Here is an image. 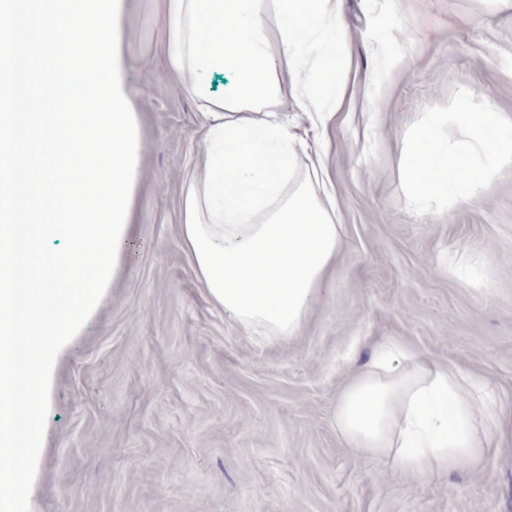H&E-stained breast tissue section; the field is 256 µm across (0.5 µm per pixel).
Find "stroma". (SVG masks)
I'll list each match as a JSON object with an SVG mask.
<instances>
[{
  "instance_id": "obj_1",
  "label": "stroma",
  "mask_w": 512,
  "mask_h": 512,
  "mask_svg": "<svg viewBox=\"0 0 512 512\" xmlns=\"http://www.w3.org/2000/svg\"><path fill=\"white\" fill-rule=\"evenodd\" d=\"M123 78L141 181L119 272L58 355L31 512H512V438L481 469L409 477L334 424L354 366L392 338L473 373L512 414V165L443 215L406 209L407 127L470 88L512 119V13L491 0H344V98L324 152L336 262L299 332L249 335L183 253L180 203L201 150L186 83L167 75L162 0H122Z\"/></svg>"
}]
</instances>
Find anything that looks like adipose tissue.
Here are the masks:
<instances>
[{
	"label": "adipose tissue",
	"mask_w": 512,
	"mask_h": 512,
	"mask_svg": "<svg viewBox=\"0 0 512 512\" xmlns=\"http://www.w3.org/2000/svg\"><path fill=\"white\" fill-rule=\"evenodd\" d=\"M165 13L170 71L188 77L204 131L181 200L182 249L244 330L295 335L336 261L340 227L324 204L326 160L309 154L280 100L291 92L317 129L332 125L336 45L318 34L341 28L343 0H165ZM490 402L471 373L387 340L341 390L334 420L348 447L429 477L482 467L491 430L512 434Z\"/></svg>",
	"instance_id": "adipose-tissue-1"
}]
</instances>
